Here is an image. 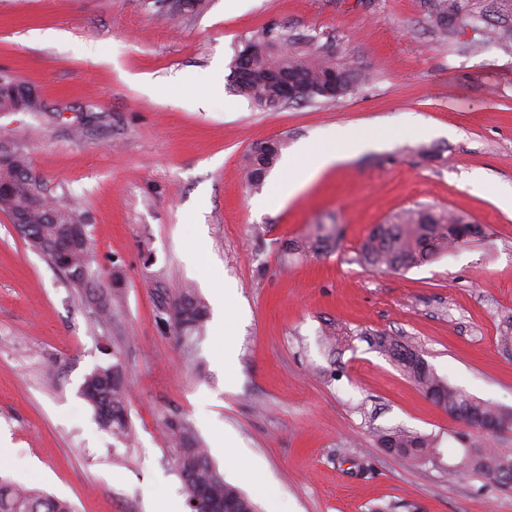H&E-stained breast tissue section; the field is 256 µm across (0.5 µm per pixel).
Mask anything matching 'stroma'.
<instances>
[{
    "instance_id": "1",
    "label": "stroma",
    "mask_w": 512,
    "mask_h": 512,
    "mask_svg": "<svg viewBox=\"0 0 512 512\" xmlns=\"http://www.w3.org/2000/svg\"><path fill=\"white\" fill-rule=\"evenodd\" d=\"M0 0V70L43 112H0V151L24 153L45 193L83 213L103 319L0 212V477L76 512H190L164 420L186 422L258 512H512V491L448 473L462 423L378 346L394 338L474 398L512 411V0ZM271 29L279 50L346 57L344 96L274 111L236 93L231 65ZM389 143L321 173L288 201L249 188L244 157L335 131ZM420 205L481 232L407 271L358 260L379 224ZM336 225L330 250L285 245ZM228 302L194 356L160 313L181 286ZM55 361L53 377L45 364ZM120 363L132 437L101 429L79 394ZM404 428L436 461L379 443ZM456 0H438L433 15V25L443 35L448 34V28L457 15Z\"/></svg>"
}]
</instances>
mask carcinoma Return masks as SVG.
<instances>
[{"mask_svg": "<svg viewBox=\"0 0 512 512\" xmlns=\"http://www.w3.org/2000/svg\"><path fill=\"white\" fill-rule=\"evenodd\" d=\"M175 13L201 12L206 0H168ZM457 15V0H437L433 25L446 35ZM277 38L272 30L249 39L241 54L253 59L254 76L238 93L254 105L263 108L276 97V89L266 81L265 73L286 67L305 75L306 81L298 101L309 102L319 97L318 85L327 66L348 82L356 73L353 63L347 60H325L312 53L271 52V40ZM24 104L28 112H45L44 103L33 96L16 98L12 93L0 94V110ZM283 143L273 140L267 151L250 154L245 161V178L248 185L258 189L281 156ZM28 167V158L16 154L14 166H0V211L13 219L21 217L26 229L21 235L29 247L57 268L68 267L72 273L89 268L92 246L89 238H78L65 256L54 253L49 237L64 225L83 224L82 214L70 207L36 202L30 196V183L20 175ZM462 216L437 211L430 207L404 210L391 224H379L366 237L360 249V259L377 270H409L438 256L479 233L476 224L461 223ZM187 349L205 335L208 317L204 301L191 289L178 291L172 310L165 311ZM380 347L418 385L423 394L448 415L463 423L469 431L460 434L459 442L471 453L462 455L451 473H472L500 489H512V453L486 447L480 437L493 436L512 429V412L504 411L490 403L480 401L463 389L448 384L438 377L428 363L414 350L396 339H383ZM80 396L92 408L99 425L116 436L130 433L127 411V387L121 366H98L86 374L79 389ZM165 429L175 453V462L184 483L187 498L199 494L210 512H224L231 507L234 512H256L253 502L238 487L224 480L211 461L208 449L202 447L191 429L179 420L165 423ZM381 445L397 456L416 462L430 461L432 440L405 429H394L379 436ZM0 512H74L72 504L54 494L30 488L0 478Z\"/></svg>", "mask_w": 512, "mask_h": 512, "instance_id": "1", "label": "carcinoma"}]
</instances>
